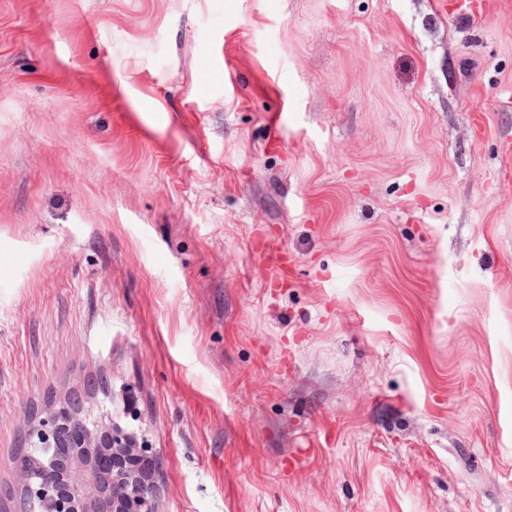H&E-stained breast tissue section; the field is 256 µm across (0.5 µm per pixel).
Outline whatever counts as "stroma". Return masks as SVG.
<instances>
[{
	"mask_svg": "<svg viewBox=\"0 0 512 512\" xmlns=\"http://www.w3.org/2000/svg\"><path fill=\"white\" fill-rule=\"evenodd\" d=\"M479 2L0 0V487L101 372L160 512H512V0Z\"/></svg>",
	"mask_w": 512,
	"mask_h": 512,
	"instance_id": "obj_1",
	"label": "stroma"
}]
</instances>
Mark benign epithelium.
<instances>
[{
  "mask_svg": "<svg viewBox=\"0 0 512 512\" xmlns=\"http://www.w3.org/2000/svg\"><path fill=\"white\" fill-rule=\"evenodd\" d=\"M90 379L41 412L32 408L12 459V512H160L145 439L112 419Z\"/></svg>",
  "mask_w": 512,
  "mask_h": 512,
  "instance_id": "benign-epithelium-1",
  "label": "benign epithelium"
}]
</instances>
